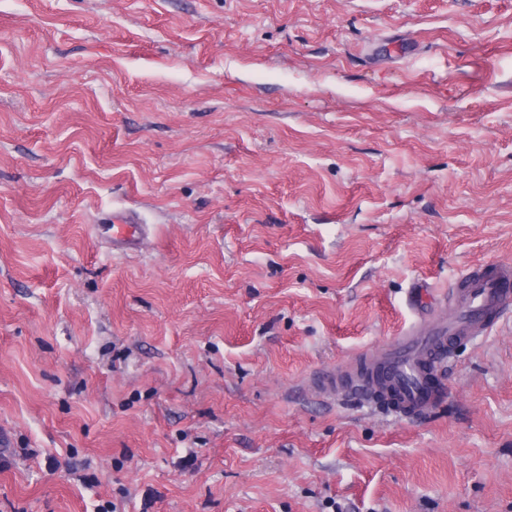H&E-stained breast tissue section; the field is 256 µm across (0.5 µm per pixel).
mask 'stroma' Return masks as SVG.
<instances>
[{
    "label": "stroma",
    "instance_id": "stroma-1",
    "mask_svg": "<svg viewBox=\"0 0 512 512\" xmlns=\"http://www.w3.org/2000/svg\"><path fill=\"white\" fill-rule=\"evenodd\" d=\"M490 261L512 0H0V512H512V312L314 383ZM102 225L101 230L112 236L113 248H127L141 240V224H137L124 212L113 213L112 224ZM512 264L488 263L461 271L448 286V318H420L391 343L361 358L356 370L345 376L324 375L326 391L345 390L361 374L378 381L353 385L359 393L391 398L390 411L405 417H422L444 398L437 369L451 348L489 335L504 313L512 308Z\"/></svg>",
    "mask_w": 512,
    "mask_h": 512
}]
</instances>
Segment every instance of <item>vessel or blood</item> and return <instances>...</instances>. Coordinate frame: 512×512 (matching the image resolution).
Listing matches in <instances>:
<instances>
[{"mask_svg": "<svg viewBox=\"0 0 512 512\" xmlns=\"http://www.w3.org/2000/svg\"><path fill=\"white\" fill-rule=\"evenodd\" d=\"M112 245L126 248L139 243L142 232L128 214L116 212L103 225ZM512 310V264L488 263L461 271L448 286V315L443 319H420L391 343L361 358L355 372L328 374L321 386L328 391L345 390L359 376L374 375L367 392L391 399L390 410L400 416L421 417L443 399L445 390L439 366L458 343L489 335L504 313Z\"/></svg>", "mask_w": 512, "mask_h": 512, "instance_id": "b4317fda", "label": "vessel or blood"}]
</instances>
